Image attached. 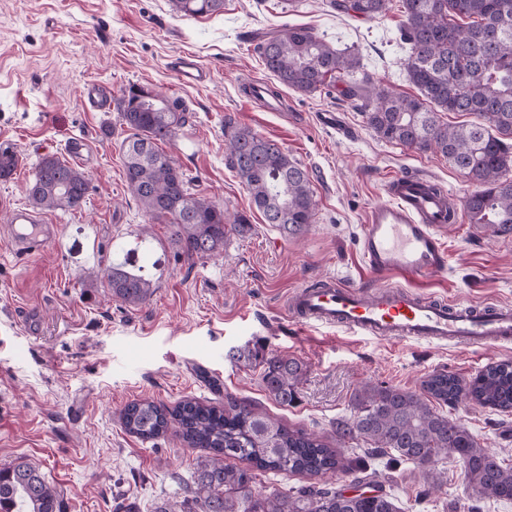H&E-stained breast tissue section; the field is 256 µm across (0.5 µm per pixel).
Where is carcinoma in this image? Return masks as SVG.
I'll use <instances>...</instances> for the list:
<instances>
[{"label":"carcinoma","mask_w":512,"mask_h":512,"mask_svg":"<svg viewBox=\"0 0 512 512\" xmlns=\"http://www.w3.org/2000/svg\"><path fill=\"white\" fill-rule=\"evenodd\" d=\"M393 0H329L338 13L373 19ZM404 20L400 40L408 48L409 81L423 98L401 95L360 74L356 53L339 51L302 26L273 31L258 44L262 63L278 87L308 95L327 83L355 103L373 134L419 151H434L463 172L478 189L464 204L471 224L495 235L512 234V0H399ZM182 16L217 14L224 0H170ZM127 136L120 151L127 187L153 220L167 225L169 238L187 259L224 251L228 233L224 208L197 192L174 155L161 144L173 141L191 115L176 100L132 86L115 99ZM441 112H467L476 120L441 122ZM230 165L246 183L266 223L287 238L303 236L314 219L306 169L281 145L250 128L224 121ZM19 156L0 144V179L10 178ZM89 178L66 161L42 158L27 188L39 210H74L88 192ZM150 242L100 270L112 298L129 306L146 303L155 291L149 269ZM246 357L264 364L263 388L285 406L297 394L303 365L286 355ZM473 401L501 413L512 412V361L490 365L465 381L445 370L427 376L417 393L367 383L354 396V414L336 424V440H361L370 459L389 454L422 466L418 496L432 497L447 482L438 462L453 458L475 493L512 501V466L487 452L461 423L439 411L442 405ZM126 432L154 440L171 427L199 452L192 495L155 512H398L390 495L347 497L330 475L343 466L338 450L319 437L292 430L262 409L227 398L221 407L186 398L172 408L144 399L121 411ZM247 461L241 468L232 461ZM306 474L321 481L289 494H266L256 472ZM0 512H66L63 495L50 485L39 464L21 457L0 468Z\"/></svg>","instance_id":"obj_1"}]
</instances>
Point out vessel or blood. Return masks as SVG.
Returning a JSON list of instances; mask_svg holds the SVG:
<instances>
[{"label":"vessel or blood","mask_w":512,"mask_h":512,"mask_svg":"<svg viewBox=\"0 0 512 512\" xmlns=\"http://www.w3.org/2000/svg\"><path fill=\"white\" fill-rule=\"evenodd\" d=\"M175 68L187 85L202 83L207 72L193 56L177 59ZM112 93L96 84L84 93L93 112L111 107ZM385 202L372 206L362 226L361 255L373 275L401 278L399 286L372 292L366 287L326 278L319 287L292 292V319L303 326L323 325L354 336L387 341H425L463 348H492L512 342V306L477 308L464 302L428 297L417 284L444 273L448 250L438 230L460 221L449 195L433 191L428 179L412 173L390 176L384 183ZM10 237L17 252L40 251L52 240V225L35 213H8Z\"/></svg>","instance_id":"b4317fda"}]
</instances>
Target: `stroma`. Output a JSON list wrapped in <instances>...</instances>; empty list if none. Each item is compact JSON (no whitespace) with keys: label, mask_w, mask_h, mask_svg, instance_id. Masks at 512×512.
Returning a JSON list of instances; mask_svg holds the SVG:
<instances>
[{"label":"stroma","mask_w":512,"mask_h":512,"mask_svg":"<svg viewBox=\"0 0 512 512\" xmlns=\"http://www.w3.org/2000/svg\"><path fill=\"white\" fill-rule=\"evenodd\" d=\"M399 6L370 20L339 16L326 0H224L222 13L180 16L169 0H0V140L19 153L11 178L0 179V468L25 457L40 463L64 496L66 512H154L182 500L198 453L175 431L152 441L127 433L120 412L149 398L174 406L191 396L217 406L226 397L252 402L294 429L333 438L367 382L411 391L444 369L470 379L512 360L503 348L462 349L389 342L325 326L292 322L289 295L329 276L358 284L371 275L357 240L369 207L384 199L389 175L420 174L464 204L476 186L446 158L377 139L362 114L337 90L301 95L281 89V109L244 100L253 79L274 84L257 52L262 36L304 25L337 49L359 55L375 83L414 96L398 38ZM189 53L210 69L202 85H183L171 68ZM93 83L113 96L135 85L162 92L192 114L168 149L195 189L223 206L245 231H229L217 257H178L166 225L151 223L129 192L116 111L89 112L81 92ZM336 112L353 135L323 128ZM276 140L311 178L314 222L299 239L265 222L245 183L226 159L224 121ZM82 139V158L68 145ZM47 155L72 161L90 178L80 208L42 212L57 225L55 240L35 255L13 252L6 210L28 207L27 186ZM153 226L157 288L145 304L113 299L99 266ZM439 234L448 269L424 286L450 300L512 305V237L474 224ZM264 348L299 360L304 374L294 404L269 399L257 362L234 351ZM447 414L487 451L512 465V412L464 401ZM400 512H467L471 498L461 466L439 462L447 483L424 504L415 495L423 473L410 463L370 461Z\"/></svg>","instance_id":"obj_1"}]
</instances>
